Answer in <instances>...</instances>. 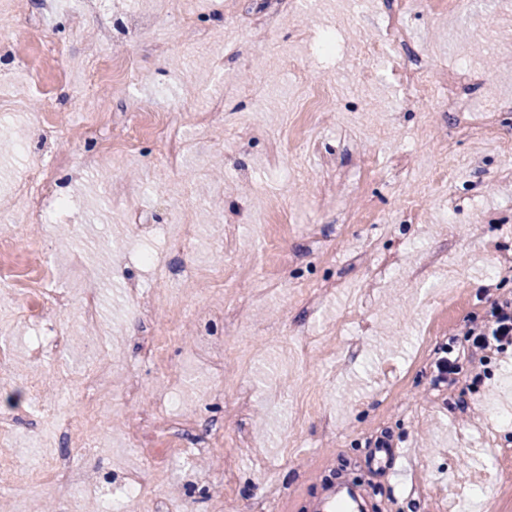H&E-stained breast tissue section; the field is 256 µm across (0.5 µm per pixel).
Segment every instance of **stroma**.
I'll use <instances>...</instances> for the list:
<instances>
[{
    "mask_svg": "<svg viewBox=\"0 0 512 512\" xmlns=\"http://www.w3.org/2000/svg\"><path fill=\"white\" fill-rule=\"evenodd\" d=\"M78 0H0V212L12 213L25 230L17 246L0 251V309L32 298L36 280L50 276L75 294L99 301V317L83 320L77 310L45 314L40 326L10 318V384L0 386V407L20 412L12 437L0 442V460L28 459L45 447L43 404L60 403L77 422L71 445L87 432L103 437L101 455L89 466L99 476L85 494L81 512H109L111 491L128 470L144 468L170 499L173 512H216L209 496L186 493L177 460L182 442L158 433L143 455L129 454L124 430L132 409L118 395L128 373L143 385L140 409L156 391L175 387L178 408L191 411L201 427L218 425L215 457L224 461V495L237 506L279 488L275 512H307L328 471L343 475L355 461L356 479L372 490L376 512H421L408 499L413 483L444 491L470 471L468 448L483 451L487 472L498 461V439L512 431L496 426L499 406L512 398L505 380L512 347L488 352V376L478 393L467 379L478 364L458 331L483 321L495 302L512 300V269L498 257L512 253V166L495 144L452 139V112L402 99L381 79L363 84L361 46L376 41L382 15L395 0H307L302 10L281 15L276 42L308 46L331 28L336 57H307L308 80L335 84L340 98L296 107L287 61L268 50L243 45L241 58H225L224 45L239 40L232 21L261 13L269 0H198L196 26L173 27L183 0H127L128 10L147 11L158 27H172L173 51L157 50L150 35L127 24L113 0L100 13L74 25ZM412 46L431 53L440 67L457 64L464 49L481 65L496 95L474 99L471 123L499 99L512 100V5L507 0H469L466 11L449 13L448 0H415L408 18ZM206 27L201 39L198 27ZM63 43L64 57L45 49ZM99 44L107 64L82 98L80 83ZM258 85L264 93L244 98L234 87ZM222 109H213L214 100ZM145 116L136 152L100 154L89 168L53 134L58 124L79 127L90 110L99 126L124 119L140 102ZM186 102L209 113L203 132L183 115L167 140L154 134L153 113ZM321 141V152L306 146ZM181 148L177 170L166 163L168 145ZM60 160L54 195L72 198L66 219L26 225L18 184L31 162ZM421 213L403 223L406 205ZM151 223L193 225L195 254L207 267L224 270L220 298L227 323L197 328L180 314L174 297L198 305L213 297L207 276L168 294L155 271L141 267V245L126 222L128 210ZM233 225L237 248L224 247V227ZM397 263L386 266L385 261ZM384 276H377V268ZM141 281L140 300L153 302L152 332L164 346L155 360L139 359L143 328L134 316L126 283ZM336 282L320 305L308 304L316 287ZM68 335L70 344L48 363L34 365L27 347L35 329ZM223 340L224 403L210 398L212 377L201 368L185 382L171 376L198 331ZM455 344L459 374L453 390L433 384L435 363ZM395 376L381 373L384 364ZM109 381L98 405L86 409L78 386L94 369ZM39 377L36 396L26 384ZM251 390V407L238 414L240 386ZM477 412L462 419L458 404ZM247 436L250 447L239 445ZM387 437L401 456L389 471L368 466L369 448Z\"/></svg>",
    "mask_w": 512,
    "mask_h": 512,
    "instance_id": "1",
    "label": "stroma"
}]
</instances>
